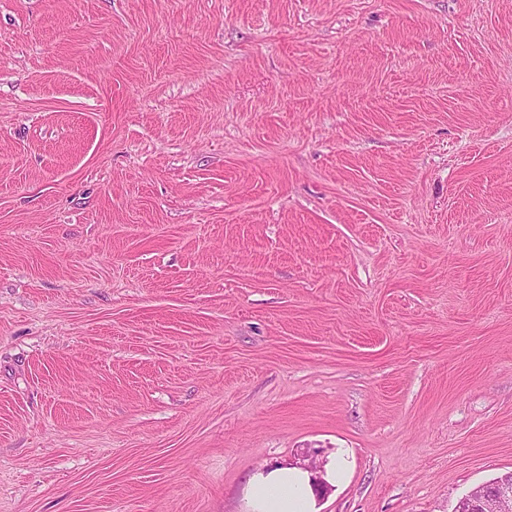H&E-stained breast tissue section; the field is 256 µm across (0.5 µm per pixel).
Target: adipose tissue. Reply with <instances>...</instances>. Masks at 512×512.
Returning <instances> with one entry per match:
<instances>
[{
	"mask_svg": "<svg viewBox=\"0 0 512 512\" xmlns=\"http://www.w3.org/2000/svg\"><path fill=\"white\" fill-rule=\"evenodd\" d=\"M247 512H316L313 474L280 465L255 470L245 489Z\"/></svg>",
	"mask_w": 512,
	"mask_h": 512,
	"instance_id": "1",
	"label": "adipose tissue"
}]
</instances>
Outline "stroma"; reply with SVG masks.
Masks as SVG:
<instances>
[{
	"label": "stroma",
	"mask_w": 512,
	"mask_h": 512,
	"mask_svg": "<svg viewBox=\"0 0 512 512\" xmlns=\"http://www.w3.org/2000/svg\"><path fill=\"white\" fill-rule=\"evenodd\" d=\"M455 512L512 472V0H0V512ZM322 479L334 485L345 480L348 471V459L340 453L336 457V453L331 456L323 467ZM244 498L245 512H318L313 473L288 464L255 470Z\"/></svg>",
	"instance_id": "stroma-1"
}]
</instances>
